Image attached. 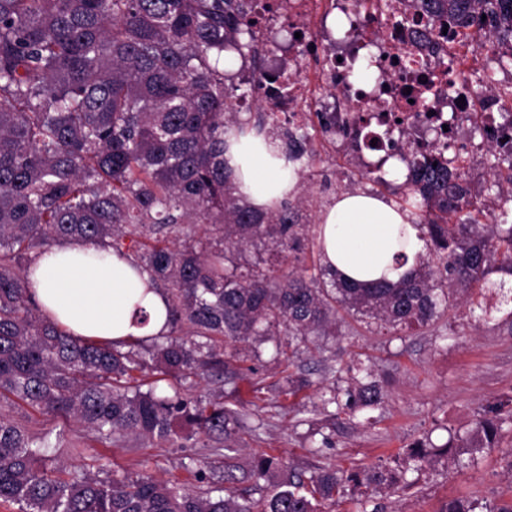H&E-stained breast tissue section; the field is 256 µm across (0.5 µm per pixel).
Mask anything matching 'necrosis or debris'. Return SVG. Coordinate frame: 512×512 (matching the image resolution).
I'll return each mask as SVG.
<instances>
[{"instance_id": "4bbe7bcc", "label": "necrosis or debris", "mask_w": 512, "mask_h": 512, "mask_svg": "<svg viewBox=\"0 0 512 512\" xmlns=\"http://www.w3.org/2000/svg\"><path fill=\"white\" fill-rule=\"evenodd\" d=\"M336 13L328 26L321 3ZM261 24L286 17L298 39L275 56L271 68L287 91L272 105L274 117L289 124H304L318 112L335 114L338 132L330 143L346 157L368 162L366 134L393 131L397 147L423 151L435 143L450 142L462 162L475 163L492 152L489 138L473 142L464 136L472 112L482 114L486 129L512 128V69L499 68L489 48L465 51L462 63L449 65L447 50L420 46L413 41L418 24L408 0H387L388 8L369 16L352 9L349 0H248ZM369 58L377 69L374 81L359 86L344 80L341 61ZM497 71L492 90L470 95L467 81L475 74ZM330 91L322 97L312 82ZM446 117L448 128L438 119Z\"/></svg>"}]
</instances>
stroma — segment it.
Wrapping results in <instances>:
<instances>
[{
  "label": "stroma",
  "instance_id": "35a3bbf8",
  "mask_svg": "<svg viewBox=\"0 0 512 512\" xmlns=\"http://www.w3.org/2000/svg\"><path fill=\"white\" fill-rule=\"evenodd\" d=\"M310 145L318 155L302 161L298 190L310 223H318L321 211L341 193L372 192L390 199L387 188L360 171L343 176L335 149L321 135L312 134ZM358 362L381 380L384 402L352 419L339 416L330 429L329 448H315L309 436L312 426L327 420L315 390L295 397L257 393L252 377L240 380L239 400L251 414L254 431L233 448L236 460L246 466L255 455L268 453L284 466L306 472L328 465L343 470L390 466L414 440L426 437L443 444L449 433L469 431L487 406L512 399V330L476 319L464 305L433 330L390 332L362 324L341 328L326 350L305 348L297 364L314 380L344 387L350 378L346 365ZM8 413L30 416L31 431L54 442L55 465L75 475L88 470L116 479L150 475L179 480L199 492L203 486L195 471L203 465L216 471L224 467L223 457L203 449L149 441L80 448L76 442L86 430L78 421L32 414L24 406L9 408ZM501 418L499 448L477 453L461 448L454 459L441 457L431 466L407 471L405 485L382 489L378 503L386 512H440L449 500L472 497L490 504L512 503V414L502 413Z\"/></svg>",
  "mask_w": 512,
  "mask_h": 512
}]
</instances>
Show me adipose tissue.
<instances>
[{"mask_svg": "<svg viewBox=\"0 0 512 512\" xmlns=\"http://www.w3.org/2000/svg\"><path fill=\"white\" fill-rule=\"evenodd\" d=\"M224 170L253 208L268 212L297 192L278 141L252 126L224 129ZM322 262L359 282L398 281L412 271L426 239L408 212L367 193H343L320 217ZM27 288L42 314L74 337L126 340L165 335V296L152 277L114 252L70 240L34 255ZM147 322H140L136 309Z\"/></svg>", "mask_w": 512, "mask_h": 512, "instance_id": "adipose-tissue-1", "label": "adipose tissue"}]
</instances>
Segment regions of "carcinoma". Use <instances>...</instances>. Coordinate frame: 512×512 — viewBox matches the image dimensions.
<instances>
[{
  "instance_id": "cac0c4a2",
  "label": "carcinoma",
  "mask_w": 512,
  "mask_h": 512,
  "mask_svg": "<svg viewBox=\"0 0 512 512\" xmlns=\"http://www.w3.org/2000/svg\"><path fill=\"white\" fill-rule=\"evenodd\" d=\"M437 37L512 38V0H412ZM245 0H0V404L9 397L39 414L83 422L104 448L131 438L197 439L224 455V471L192 493L153 477L69 476L49 464L29 420L0 413V503L19 512H322L346 487L371 512L375 494L401 471L380 466L317 468L286 477L278 457L246 469L227 451L249 414L237 398L244 371L239 344L273 343L287 372L282 392L315 385L290 368L299 344L336 335L352 320L392 330L429 329L460 301L470 313L493 273L512 275V151L492 154L486 192L501 201L488 216L466 168L444 145L400 157L404 203L423 212L427 258L397 283H356L321 263L322 248L302 223V202L267 213L235 194L224 174L227 111L224 52L260 56ZM306 124L281 134L286 158L307 154ZM81 239L149 272L165 293L169 332L129 341L71 336L46 320L25 288L33 254ZM173 380L171 391L158 383ZM201 379L196 397L181 393ZM323 406L344 413L381 405V383L366 373ZM498 413L484 415L437 453L425 440L406 446L415 468L458 448L501 441ZM440 512H512L475 498Z\"/></svg>"
}]
</instances>
